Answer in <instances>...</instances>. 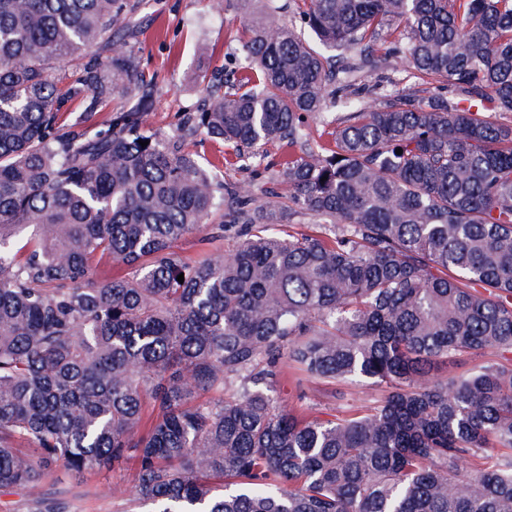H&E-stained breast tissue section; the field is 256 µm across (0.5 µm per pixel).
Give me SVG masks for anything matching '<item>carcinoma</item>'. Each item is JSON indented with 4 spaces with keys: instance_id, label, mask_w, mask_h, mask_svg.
<instances>
[{
    "instance_id": "obj_1",
    "label": "carcinoma",
    "mask_w": 512,
    "mask_h": 512,
    "mask_svg": "<svg viewBox=\"0 0 512 512\" xmlns=\"http://www.w3.org/2000/svg\"><path fill=\"white\" fill-rule=\"evenodd\" d=\"M140 2L0 0V491L131 464L151 512H512V0H289L337 72L271 5L172 136L128 47ZM384 63L431 88L366 105L348 78ZM118 89L139 106L60 123ZM339 92L334 147L309 145ZM198 132L231 165L290 148L289 205L216 180ZM285 367L384 395L320 420L274 398ZM185 145L186 149L197 155L198 159L202 162L211 161L217 164L222 154H224V145L212 141L204 134L188 139Z\"/></svg>"
}]
</instances>
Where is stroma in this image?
<instances>
[{
  "instance_id": "stroma-1",
  "label": "stroma",
  "mask_w": 512,
  "mask_h": 512,
  "mask_svg": "<svg viewBox=\"0 0 512 512\" xmlns=\"http://www.w3.org/2000/svg\"><path fill=\"white\" fill-rule=\"evenodd\" d=\"M266 6V0H252L245 8L233 0L230 7L219 11L213 0H142L137 35L130 46L140 70L154 79L155 105L149 122L157 133L177 134L182 115L204 103L208 86L202 82V74L240 70L244 62L238 41L242 26ZM186 148L200 161L216 163V178L227 185H250L254 172L266 165L260 157L243 167L221 164L223 144L202 134L187 140ZM275 391L283 408L308 406L320 419L334 418L345 405H361L382 395L381 388L369 380L330 384L310 379L299 383L288 376ZM132 475L128 469L75 478L59 469L43 479L40 487L61 492L70 512H126L125 491ZM109 483L117 487V494L105 493Z\"/></svg>"
}]
</instances>
